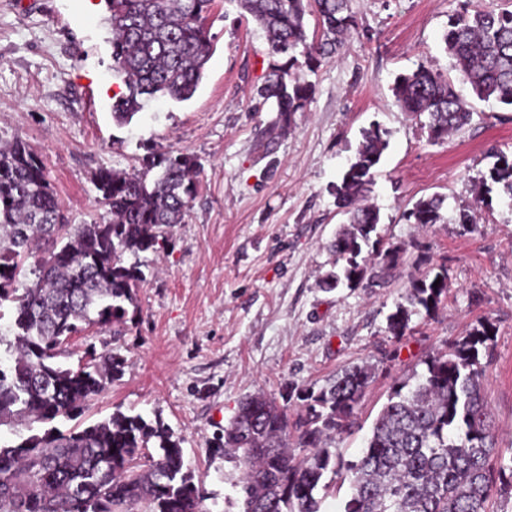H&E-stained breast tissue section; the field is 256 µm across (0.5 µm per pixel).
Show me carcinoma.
Returning a JSON list of instances; mask_svg holds the SVG:
<instances>
[{
    "label": "carcinoma",
    "mask_w": 512,
    "mask_h": 512,
    "mask_svg": "<svg viewBox=\"0 0 512 512\" xmlns=\"http://www.w3.org/2000/svg\"><path fill=\"white\" fill-rule=\"evenodd\" d=\"M211 2L106 0L114 70L127 90L112 104L117 124L130 122L158 93L177 102L193 97L212 54ZM232 2L260 26L275 57L260 96L283 128L312 96L300 68L337 54L354 28L350 0ZM308 13L321 28L311 42ZM443 43L452 69L478 99L512 108V9L473 11L462 0ZM392 91L405 111L427 115L435 143L472 121V106L432 64L398 75ZM386 135L377 126L364 130L334 186L336 209L347 221L329 244L340 266L323 278L327 290L372 281L375 255L388 268L398 263L397 249L381 251L372 239L381 216L368 202ZM495 157L479 188L489 194L500 185L512 200V158ZM201 171L197 157L184 151H150L130 172L102 168L94 185L110 220L73 225L41 158L21 140L0 147V319L6 304L12 317V338L0 335V427L72 420L121 374L123 359L93 346L75 367L57 357L86 328L125 323L142 275L124 265V256L156 248L183 222ZM445 201L440 194L421 198L405 219L421 228L438 224ZM35 253L34 279L19 280L23 261ZM447 295V269L428 267L388 315V332L406 336L411 316H432ZM494 336L485 318L448 350L427 356L422 372L394 382L361 456L348 463L330 444L350 425L372 367L347 369L318 391L287 389L282 405L263 394L242 400L224 425L239 512H321L337 479L350 488L342 512H491L497 484L512 479V458L495 446L482 393V359ZM291 404L298 406L293 416ZM205 500L180 440L160 420L117 410L82 429L0 438V512H206Z\"/></svg>",
    "instance_id": "1"
}]
</instances>
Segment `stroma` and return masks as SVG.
Listing matches in <instances>:
<instances>
[{"label":"stroma","instance_id":"stroma-1","mask_svg":"<svg viewBox=\"0 0 512 512\" xmlns=\"http://www.w3.org/2000/svg\"><path fill=\"white\" fill-rule=\"evenodd\" d=\"M350 7L356 28L340 57L303 70L314 93L288 127L275 128L256 94L273 62L264 34L228 0L211 4L213 54L194 97L152 100L120 127L112 103L126 88L112 69L105 0H0V144L20 139L40 156L70 223L107 221L93 183L99 169L131 170L150 149L190 152L203 167L166 246L124 257L144 274L125 324L82 331L63 361L77 365L91 344L123 359L119 379L75 423L116 410L164 421L208 494L207 512H225L236 496L233 465L216 447L242 399L318 390L346 368L375 366L351 428L334 443L343 460L357 459L393 381L483 317L496 328L483 393L498 448L512 450V200L498 187L484 202L474 191L493 153L512 156V111L457 84L472 121L431 142L425 117L404 111L392 87L421 64L451 73L442 34L458 0ZM374 124L389 141L370 195L377 234L403 252L377 282L328 292L320 282L336 262L329 244L343 222L331 188ZM436 193L447 198L443 222L421 231L404 219ZM463 210L473 231L457 222ZM441 263L447 299L394 338L388 314L412 279Z\"/></svg>","mask_w":512,"mask_h":512}]
</instances>
